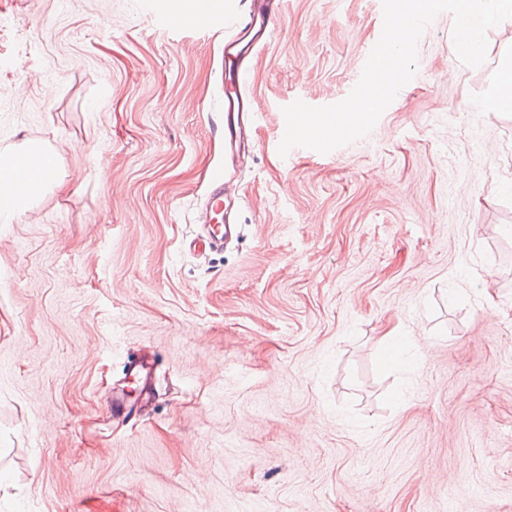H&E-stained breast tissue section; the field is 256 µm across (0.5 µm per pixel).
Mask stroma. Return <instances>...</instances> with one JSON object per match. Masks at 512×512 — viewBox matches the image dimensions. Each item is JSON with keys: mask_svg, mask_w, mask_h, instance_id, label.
<instances>
[{"mask_svg": "<svg viewBox=\"0 0 512 512\" xmlns=\"http://www.w3.org/2000/svg\"><path fill=\"white\" fill-rule=\"evenodd\" d=\"M5 16L0 154L59 162L0 221V512H512V25L473 68L439 14L367 136L283 157V107L350 93L381 0H281L240 65L150 0ZM233 88L240 234L200 255ZM243 112H252V101L250 97L246 94L236 92L235 95L225 94L224 96V115L222 116V127L224 128L225 135V123L228 127L232 123V119H234V114H239ZM231 128V127H230Z\"/></svg>", "mask_w": 512, "mask_h": 512, "instance_id": "1", "label": "stroma"}]
</instances>
